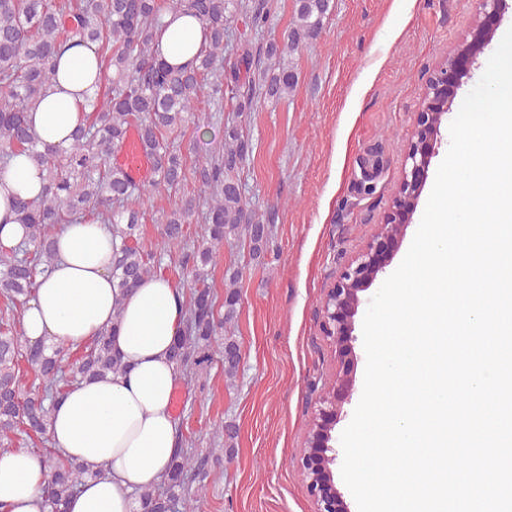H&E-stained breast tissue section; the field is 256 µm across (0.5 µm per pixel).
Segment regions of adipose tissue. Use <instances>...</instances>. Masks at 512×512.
I'll return each mask as SVG.
<instances>
[{
    "label": "adipose tissue",
    "mask_w": 512,
    "mask_h": 512,
    "mask_svg": "<svg viewBox=\"0 0 512 512\" xmlns=\"http://www.w3.org/2000/svg\"><path fill=\"white\" fill-rule=\"evenodd\" d=\"M160 50L173 65L192 60L202 42L194 17L165 13ZM104 72L93 48L80 44L58 60L55 77L30 113L44 143L66 147L84 122ZM44 173L28 154L15 155L0 177V246L16 245L23 229L12 195L36 197ZM57 261L38 277L21 323L32 342L81 345L109 334L124 372L71 387L54 403L49 434L65 456L91 474L69 512H134L137 492L157 486L178 446L173 396L183 382L171 359L184 311L183 291L161 275L119 293L112 286V233L100 222L63 224L55 233ZM121 315H114V306ZM47 472L26 449L0 452V512H44Z\"/></svg>",
    "instance_id": "adipose-tissue-1"
}]
</instances>
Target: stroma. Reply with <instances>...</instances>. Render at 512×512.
<instances>
[{"label":"stroma","instance_id":"stroma-1","mask_svg":"<svg viewBox=\"0 0 512 512\" xmlns=\"http://www.w3.org/2000/svg\"><path fill=\"white\" fill-rule=\"evenodd\" d=\"M476 13V0H416L410 8L400 0H330L319 36L291 57L295 89L243 114L252 153L239 177L274 237L260 260L227 245L216 254V297L224 295L225 268L243 270L233 322L243 366L235 384H227L217 359L185 373L173 398L187 447L210 458L203 512H314L297 458L314 402L335 380L334 352L320 331L321 303L338 268L383 223L426 84L469 35ZM511 28L512 0H505L494 37L463 79L451 114ZM441 134L389 270L408 252L450 148L449 126ZM369 155L382 175L375 190L362 194L356 176ZM227 420L238 426L230 460L219 431Z\"/></svg>","mask_w":512,"mask_h":512}]
</instances>
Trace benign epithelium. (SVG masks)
Listing matches in <instances>:
<instances>
[{"instance_id": "obj_1", "label": "benign epithelium", "mask_w": 512, "mask_h": 512, "mask_svg": "<svg viewBox=\"0 0 512 512\" xmlns=\"http://www.w3.org/2000/svg\"><path fill=\"white\" fill-rule=\"evenodd\" d=\"M503 4L504 0H477L475 31L480 37L463 41L430 77L426 96L416 112L414 134L405 153L399 189L385 223L379 225L365 248L336 272L324 295L320 329L337 354L336 382L317 400L307 442L298 458L314 512H349L335 485L338 451L333 432L343 413V405L353 391L354 359L349 343L353 339L355 317L363 304L361 292L367 290L388 265L403 228L410 223L435 154L441 125L447 119L448 105L462 78L491 41Z\"/></svg>"}]
</instances>
